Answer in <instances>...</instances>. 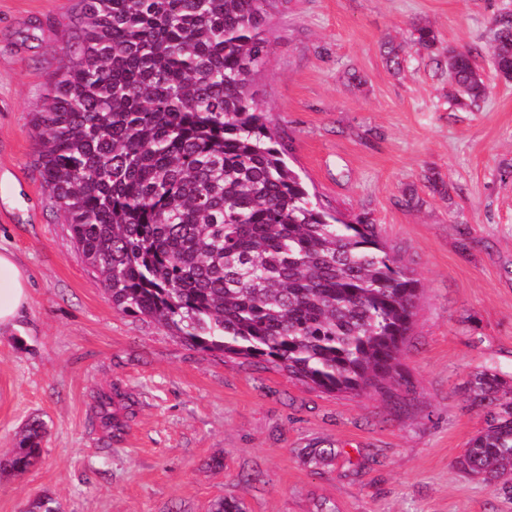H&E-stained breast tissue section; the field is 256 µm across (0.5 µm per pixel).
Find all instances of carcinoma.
Returning <instances> with one entry per match:
<instances>
[{"instance_id":"carcinoma-1","label":"carcinoma","mask_w":512,"mask_h":512,"mask_svg":"<svg viewBox=\"0 0 512 512\" xmlns=\"http://www.w3.org/2000/svg\"><path fill=\"white\" fill-rule=\"evenodd\" d=\"M82 16L35 114L38 167L84 262L112 304L186 343L265 362L326 392L365 394L396 380L417 280L374 225L330 213L301 176L256 98L270 53L271 0H81ZM491 51L512 80V14ZM452 102L488 93L470 50H448ZM486 427L460 456L492 482L512 473V378L465 384ZM100 400V422L125 427ZM30 421L0 474L40 457ZM28 512H59L44 494ZM210 512H244L220 498Z\"/></svg>"}]
</instances>
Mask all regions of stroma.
<instances>
[{"mask_svg":"<svg viewBox=\"0 0 512 512\" xmlns=\"http://www.w3.org/2000/svg\"><path fill=\"white\" fill-rule=\"evenodd\" d=\"M512 0H278L254 88L289 164L345 220L376 226L419 283L393 396L328 393L185 343L112 305L37 168L34 114L80 0H0V250L30 282L0 330V454L48 428L27 474L0 476V512L47 494L61 512H512L459 463L484 425L463 390L512 375V81L489 49ZM425 27L436 52L414 40ZM396 47L401 68L387 60ZM471 48L489 93L451 106L435 56ZM357 73L360 83L348 80ZM126 422L112 437L101 395ZM332 447L333 459H311ZM221 467H214V460Z\"/></svg>","mask_w":512,"mask_h":512,"instance_id":"stroma-1","label":"stroma"}]
</instances>
